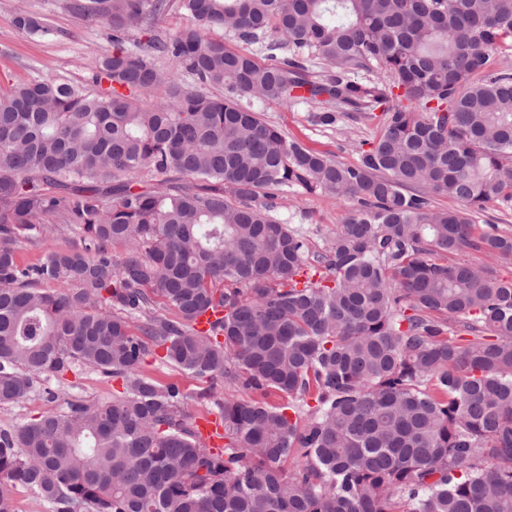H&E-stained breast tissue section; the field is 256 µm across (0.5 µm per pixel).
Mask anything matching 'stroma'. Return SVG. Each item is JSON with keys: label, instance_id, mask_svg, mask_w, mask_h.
I'll return each instance as SVG.
<instances>
[{"label": "stroma", "instance_id": "obj_1", "mask_svg": "<svg viewBox=\"0 0 512 512\" xmlns=\"http://www.w3.org/2000/svg\"><path fill=\"white\" fill-rule=\"evenodd\" d=\"M42 14L48 31L42 35L20 32L14 24V0H0V87L42 79H56L92 87L96 61L113 51L110 30L73 17L64 7L66 0H27ZM266 123L278 127L309 149L344 164H356L367 143L379 133L377 121L358 112H340L332 124L318 121L319 105L275 100L254 103ZM354 209L352 201L326 193L296 189L277 201L272 216L305 237L309 252L321 251L335 236ZM143 374L161 384L176 385L185 396L184 411L189 422L215 416V402L250 398V391L225 384L223 377L195 378L179 368L148 362ZM121 381L84 367L37 385L19 402L0 405V430L31 418L65 409L67 401L108 400L121 391Z\"/></svg>", "mask_w": 512, "mask_h": 512}]
</instances>
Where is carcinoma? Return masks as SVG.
Instances as JSON below:
<instances>
[{
	"label": "carcinoma",
	"mask_w": 512,
	"mask_h": 512,
	"mask_svg": "<svg viewBox=\"0 0 512 512\" xmlns=\"http://www.w3.org/2000/svg\"><path fill=\"white\" fill-rule=\"evenodd\" d=\"M169 7L66 0L112 30L96 88L0 89V405L78 366L124 378L0 432V512L16 486L53 512H512V280L463 259L512 256L472 219L512 198V0H179L189 25L140 40ZM14 22L46 31L27 6ZM243 97L381 129L346 165ZM298 187L355 206L313 255L265 203ZM74 225L82 246L18 264L20 238ZM134 325L160 361L287 403L215 402L224 450L206 447L183 393L140 373ZM209 36L212 39L223 41L224 46L232 51L254 55V57L259 63L267 64L270 62L267 60V58L264 56L262 52H259V50H257L255 46H251L242 41L232 38L231 35L225 33L224 30L222 29H214L209 33Z\"/></svg>",
	"instance_id": "cac0c4a2"
}]
</instances>
